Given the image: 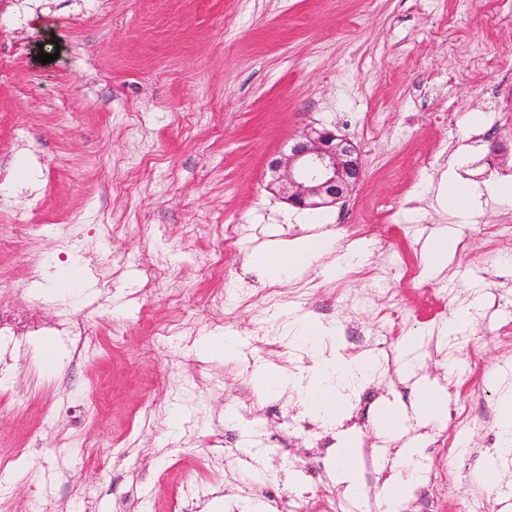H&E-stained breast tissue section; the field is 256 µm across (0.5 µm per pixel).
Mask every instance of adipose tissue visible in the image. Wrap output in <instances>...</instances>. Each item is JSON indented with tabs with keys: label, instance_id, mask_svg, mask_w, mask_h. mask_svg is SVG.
<instances>
[{
	"label": "adipose tissue",
	"instance_id": "1",
	"mask_svg": "<svg viewBox=\"0 0 512 512\" xmlns=\"http://www.w3.org/2000/svg\"><path fill=\"white\" fill-rule=\"evenodd\" d=\"M334 250L333 239L303 237L260 249L254 258L270 278L278 279L309 267ZM297 333L307 350L319 356L306 386L308 400L313 409L335 411L342 404V392L347 387V377L367 372L370 363L364 359L349 361L337 356L323 357L321 350L329 331L318 321L299 322Z\"/></svg>",
	"mask_w": 512,
	"mask_h": 512
}]
</instances>
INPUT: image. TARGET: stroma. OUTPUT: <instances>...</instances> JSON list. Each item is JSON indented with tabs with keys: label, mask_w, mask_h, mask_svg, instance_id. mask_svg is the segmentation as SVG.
<instances>
[{
	"label": "stroma",
	"mask_w": 512,
	"mask_h": 512,
	"mask_svg": "<svg viewBox=\"0 0 512 512\" xmlns=\"http://www.w3.org/2000/svg\"><path fill=\"white\" fill-rule=\"evenodd\" d=\"M490 0H0V302L36 311L39 336H0L15 361L0 386V512H181L182 486L222 482L224 512H276L281 498L344 493L334 465L341 431L299 429L304 387L259 394L258 364L309 373L289 334L301 317L334 329L326 355L365 357L348 330L390 357L349 392L361 424L366 501L403 472L411 442L433 479L404 512H467L512 486V455L495 486L500 390L512 380V205L493 182L512 174V105L500 75L465 67L489 50L512 64V26L481 24ZM55 61L38 62L39 53ZM359 149L364 175L347 197L301 210L270 186L268 157L307 129ZM471 189L469 218L439 201L447 174ZM238 236L222 245L224 227ZM438 227L458 243L439 274L424 245ZM331 231L360 266L334 257L293 277L264 278L262 243ZM167 276L146 288L148 265ZM469 311L465 335L448 325ZM86 325L81 351L56 326ZM241 338L236 359L209 336ZM65 353L53 371L37 337ZM414 338L417 367L402 368ZM468 376L449 384L453 362ZM474 419L449 457L442 421L411 420L381 466L382 402L411 406L424 383ZM265 410L249 425L244 405ZM233 435L237 454L210 457ZM206 498L201 512L214 501Z\"/></svg>",
	"instance_id": "stroma-1"
}]
</instances>
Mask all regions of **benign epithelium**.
I'll return each mask as SVG.
<instances>
[{
  "label": "benign epithelium",
  "instance_id": "obj_1",
  "mask_svg": "<svg viewBox=\"0 0 512 512\" xmlns=\"http://www.w3.org/2000/svg\"><path fill=\"white\" fill-rule=\"evenodd\" d=\"M279 192L301 209L317 210L343 199L363 176L356 146L328 130L312 129L288 153L269 161Z\"/></svg>",
  "mask_w": 512,
  "mask_h": 512
}]
</instances>
